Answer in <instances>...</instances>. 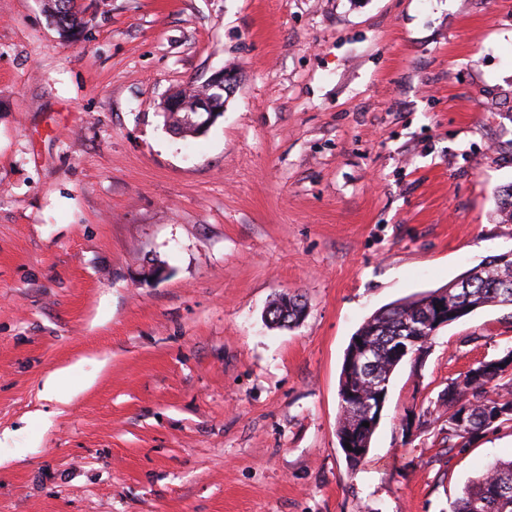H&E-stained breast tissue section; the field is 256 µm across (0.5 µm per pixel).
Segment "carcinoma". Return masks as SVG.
<instances>
[{"label":"carcinoma","instance_id":"carcinoma-1","mask_svg":"<svg viewBox=\"0 0 512 512\" xmlns=\"http://www.w3.org/2000/svg\"><path fill=\"white\" fill-rule=\"evenodd\" d=\"M47 10L59 30L68 37L82 32L84 15L99 7L96 0H46ZM204 85H195L176 92L184 101L177 111L163 112L166 125L185 134L202 121L204 113L194 111L195 101L206 94ZM504 281L512 282V262H489L469 272L468 286L448 289V308L470 314L490 305H512V291L500 288ZM305 309L302 295L282 294L270 304V323L277 327L296 323ZM436 313L435 297L428 292L419 298L393 303L368 317L356 332L373 349V367L367 374L343 365L340 384V417L338 436L348 434L358 422V408L349 401L351 392L361 393L367 401L374 394L388 389L390 378L407 357L419 361L417 353L431 337L422 333L427 321ZM448 408V420L442 428L448 447H465L488 429L512 427V352L480 361L470 370L459 374L440 396ZM377 424H372L364 435L351 438L352 447L359 449V457L350 460L357 466L367 455ZM451 512H512V460L497 461L489 466L476 481L466 486L452 504Z\"/></svg>","mask_w":512,"mask_h":512}]
</instances>
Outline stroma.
Wrapping results in <instances>:
<instances>
[{
	"mask_svg": "<svg viewBox=\"0 0 512 512\" xmlns=\"http://www.w3.org/2000/svg\"><path fill=\"white\" fill-rule=\"evenodd\" d=\"M221 70L223 115L167 130ZM511 184L512 0H104L72 39L0 0V512H448L512 459L439 434L512 306L398 366L354 468L340 373L378 309L512 250ZM235 82V76L224 72L221 70L213 74L205 83V85H192L191 88H184L173 94V96H181L182 101H184V107L180 100L178 101L175 98H171L168 101V105L173 110H169L167 106H165V112H163L164 121L168 127L178 128L182 133L186 134L185 137L191 136L190 133L193 131L194 124L202 121L204 114L206 117L209 116L210 113L206 112L209 110L210 98L203 97L195 106L194 111L193 105L195 101L202 95L206 94L208 91L212 92V97H223L224 93L230 91L233 87V83ZM207 87V89H206ZM305 309V302L302 295L282 294L279 295L269 307L270 323L277 327H290L295 324Z\"/></svg>",
	"mask_w": 512,
	"mask_h": 512,
	"instance_id": "obj_1",
	"label": "stroma"
}]
</instances>
